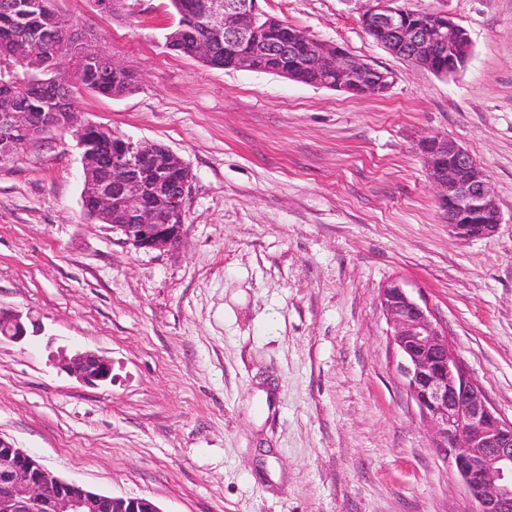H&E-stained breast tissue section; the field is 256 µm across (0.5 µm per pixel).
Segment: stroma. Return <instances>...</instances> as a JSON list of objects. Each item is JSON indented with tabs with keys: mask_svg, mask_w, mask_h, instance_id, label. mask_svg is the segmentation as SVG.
<instances>
[{
	"mask_svg": "<svg viewBox=\"0 0 512 512\" xmlns=\"http://www.w3.org/2000/svg\"><path fill=\"white\" fill-rule=\"evenodd\" d=\"M387 73L352 95L169 49V0H57L138 74L84 93V119L177 153L186 231L138 250L83 212V155L52 131L0 164V308L40 336L0 342V438L53 476L160 512H473L397 370L380 306L425 301L512 421V0H400L442 12L472 55L448 78L363 28L376 0H258ZM439 132L489 174L501 223L457 237L416 149ZM93 351L89 386L58 351ZM57 357L60 368L82 383L98 386L112 382V362L95 352H78L71 357L61 352Z\"/></svg>",
	"mask_w": 512,
	"mask_h": 512,
	"instance_id": "stroma-1",
	"label": "stroma"
}]
</instances>
